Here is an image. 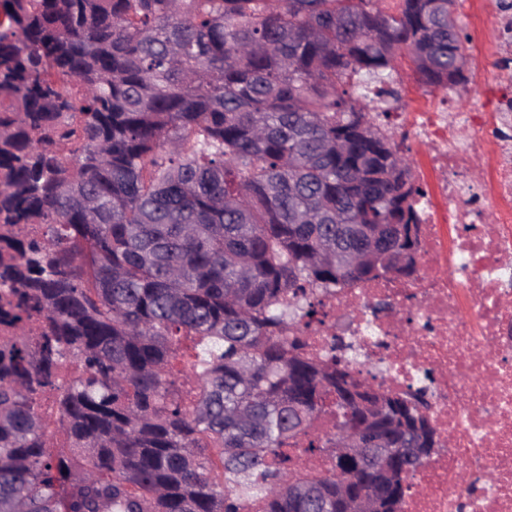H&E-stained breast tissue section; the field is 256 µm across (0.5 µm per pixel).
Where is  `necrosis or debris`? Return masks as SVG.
Returning a JSON list of instances; mask_svg holds the SVG:
<instances>
[{"label": "necrosis or debris", "mask_w": 512, "mask_h": 512, "mask_svg": "<svg viewBox=\"0 0 512 512\" xmlns=\"http://www.w3.org/2000/svg\"><path fill=\"white\" fill-rule=\"evenodd\" d=\"M447 105L417 113L418 274L319 288L313 359L344 356L385 391L427 389L439 450L413 475L403 512H512V137Z\"/></svg>", "instance_id": "necrosis-or-debris-1"}]
</instances>
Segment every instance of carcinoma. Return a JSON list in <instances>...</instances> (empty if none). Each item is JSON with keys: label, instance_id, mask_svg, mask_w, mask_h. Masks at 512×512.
Segmentation results:
<instances>
[{"label": "carcinoma", "instance_id": "1", "mask_svg": "<svg viewBox=\"0 0 512 512\" xmlns=\"http://www.w3.org/2000/svg\"><path fill=\"white\" fill-rule=\"evenodd\" d=\"M468 42L448 0H0V512H401L413 461L293 462L345 426L431 457L426 392L284 332L313 288L417 272L385 259L417 252L426 191L355 88L395 96L402 52L464 83Z\"/></svg>", "mask_w": 512, "mask_h": 512}]
</instances>
